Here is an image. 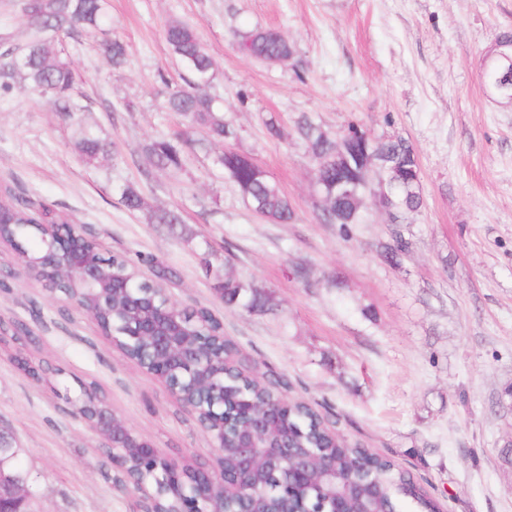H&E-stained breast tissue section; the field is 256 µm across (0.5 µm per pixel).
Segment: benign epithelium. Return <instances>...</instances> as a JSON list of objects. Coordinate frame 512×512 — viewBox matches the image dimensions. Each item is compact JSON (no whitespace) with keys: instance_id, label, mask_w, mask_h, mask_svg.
Here are the masks:
<instances>
[{"instance_id":"obj_1","label":"benign epithelium","mask_w":512,"mask_h":512,"mask_svg":"<svg viewBox=\"0 0 512 512\" xmlns=\"http://www.w3.org/2000/svg\"><path fill=\"white\" fill-rule=\"evenodd\" d=\"M38 230L51 245L38 259L46 267H55L61 276L78 286H100L109 291L125 292L130 307L138 311L134 324L118 320L108 328L106 337L115 348L125 341L143 343L152 358V366L145 372L163 383L175 400H180L182 389L195 373L213 360V355L199 342L187 335L185 312L170 295L159 299L147 290L135 286L120 276L104 278L98 260L100 251L86 245V236L76 224H39ZM72 412L97 437V448L112 461V470L122 473L129 462L150 463L153 470L143 473L140 483L126 489L134 501V512H154L145 507L159 491L171 502L167 512H223L219 502L238 500L247 489L254 473L265 466L288 464L285 490L290 497L304 503L311 493L325 497L332 504L330 512H351L350 499L358 500L357 512H382L379 508L378 485L369 482L353 485L348 477L336 471V466L323 454H295L284 436L277 444L265 441L266 435L282 423L281 411L252 409L237 418V426L228 432L230 419L224 407V396L207 402V406L188 405L192 416L204 412L210 426L202 427L217 457L210 469H193L187 475V464L154 447L134 431L113 411L107 395L101 391L83 395L82 404L70 401ZM232 449L235 467L224 470V449ZM18 449L0 439V512H22L19 504L28 497V475L13 469L7 473L5 464L15 459Z\"/></svg>"}]
</instances>
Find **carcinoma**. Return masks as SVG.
Listing matches in <instances>:
<instances>
[{"instance_id":"obj_1","label":"carcinoma","mask_w":512,"mask_h":512,"mask_svg":"<svg viewBox=\"0 0 512 512\" xmlns=\"http://www.w3.org/2000/svg\"><path fill=\"white\" fill-rule=\"evenodd\" d=\"M25 23L30 32L22 45H4L0 51V96H6L16 85H27L46 96L57 112L78 123L80 138L76 148L89 163L112 155V141L101 134V130L80 123L78 117L82 107L77 100V88L73 70L63 53L55 50L54 41L63 36H74L82 32L102 30L104 24L103 0H27L24 5ZM165 37L171 52L185 65L195 78L193 86L177 89L167 99V108L190 126L207 129L209 136L222 142L232 135L224 122V114L218 112L213 100L200 92V86L211 77L213 61L205 51L196 31L189 25L173 20L165 29ZM237 43L243 53L251 58L267 62H279L293 56V48L279 33L271 30H253L237 35ZM102 53L120 68L127 60V46L120 38H104L99 43ZM483 83L500 87L499 98L512 101V62L503 63L481 72ZM300 131L309 143L312 157L317 162V178L323 184L322 217L327 224H338L344 235H349L351 225L360 224L364 218L366 195L362 192L336 195V185L347 183L354 173L336 164L338 137H332L305 117L300 122ZM187 141L178 136L174 139L161 137L143 149V164L151 168H178ZM370 153L384 170L387 194L381 199L383 210L389 213V223L403 224L406 216L422 206L420 173L413 170L411 155L413 147L404 139L373 141ZM224 173L239 188L249 207L262 218L274 224H284L294 219V211L278 184L256 165L248 156L226 149L219 157ZM125 206L133 211L143 208L144 200L133 186L122 191ZM65 218L51 216L43 203H35L6 186L0 191V225L4 231L17 239L37 231L36 225L63 222ZM409 242L395 234L386 245V258L394 261L407 252ZM112 264L105 268L108 274L128 277L140 283L134 263L110 257ZM215 288L222 294L225 305L233 308L252 309L274 305V296L256 287L249 280L235 276L229 265H224V280ZM200 318L190 324L196 332L201 319L210 317L209 326L215 345L227 349L236 344L224 336V327L210 316L206 308H198ZM122 316V297L112 298V304L98 308V317L107 327L113 319ZM215 377H224V395L232 396L253 407L263 406L267 399V380L263 374L253 376L244 373L214 371ZM212 376V377H214ZM212 377H206L201 389L212 385ZM289 417L282 423L288 439L295 448H306L322 453L332 459L339 472L347 471L351 464L364 460L369 464L366 473L378 481L381 503L386 512H396L401 498L415 500L425 512H437V504L421 493L411 474L393 460L379 455L367 457V451L349 443L342 435L330 432L329 420L317 414L308 404L287 400ZM254 490L268 498L271 507H284L285 493L281 487V471L274 473L260 469L252 477Z\"/></svg>"}]
</instances>
